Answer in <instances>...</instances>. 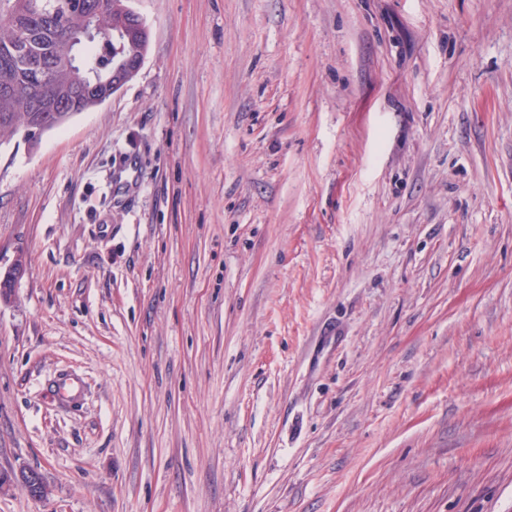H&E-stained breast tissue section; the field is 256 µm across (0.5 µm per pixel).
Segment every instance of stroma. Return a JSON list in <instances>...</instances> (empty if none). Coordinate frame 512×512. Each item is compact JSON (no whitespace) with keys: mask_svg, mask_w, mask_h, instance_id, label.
<instances>
[{"mask_svg":"<svg viewBox=\"0 0 512 512\" xmlns=\"http://www.w3.org/2000/svg\"><path fill=\"white\" fill-rule=\"evenodd\" d=\"M130 5L0 147V512H512V0Z\"/></svg>","mask_w":512,"mask_h":512,"instance_id":"1","label":"stroma"}]
</instances>
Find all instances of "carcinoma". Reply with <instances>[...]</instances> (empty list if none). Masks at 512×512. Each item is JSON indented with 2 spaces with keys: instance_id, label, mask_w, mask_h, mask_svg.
Segmentation results:
<instances>
[{
  "instance_id": "obj_1",
  "label": "carcinoma",
  "mask_w": 512,
  "mask_h": 512,
  "mask_svg": "<svg viewBox=\"0 0 512 512\" xmlns=\"http://www.w3.org/2000/svg\"><path fill=\"white\" fill-rule=\"evenodd\" d=\"M38 0H0V84L14 86L16 96L0 97V114L9 113L13 121L0 120V146L23 135L29 113L20 109L21 103L33 107L28 82L27 63L15 49L16 29L23 27L37 38L33 58H42L47 67L56 61L75 55L77 63L70 68H57L51 83L42 88L43 98L52 103H69L87 76H101L123 59V51L112 39L87 41L80 37L83 21L69 9L59 12L48 22L36 7ZM99 26L108 30L119 20L121 8H129L128 0H88Z\"/></svg>"
}]
</instances>
